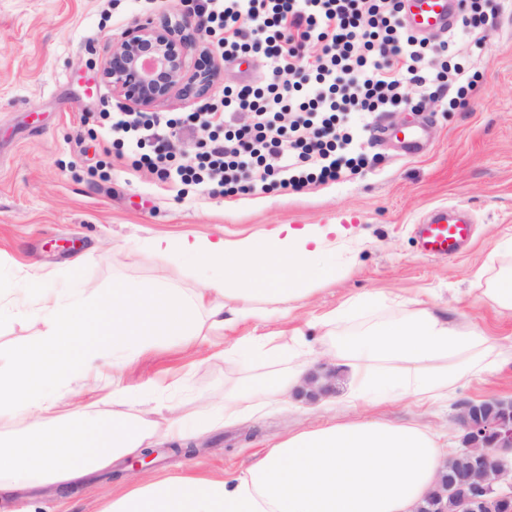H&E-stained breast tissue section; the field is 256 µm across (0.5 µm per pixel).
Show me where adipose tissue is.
<instances>
[{
    "label": "adipose tissue",
    "instance_id": "ef3b65f1",
    "mask_svg": "<svg viewBox=\"0 0 512 512\" xmlns=\"http://www.w3.org/2000/svg\"><path fill=\"white\" fill-rule=\"evenodd\" d=\"M336 225H278L235 240L158 236L154 250L180 267L207 265L208 287L184 294L157 282L117 284L108 300L79 286L52 291L38 313L35 344L15 352L0 370V421L22 416L24 438L0 440V494L24 484H66L108 467L114 455L135 454L155 440L183 438L182 417L157 427L145 414L62 415L53 390L70 385L104 353L111 337L112 369L121 372L157 333L193 344L204 328L266 321L270 304L289 314L314 284L335 281ZM483 301L512 316V236L497 239L477 271ZM270 341L238 346L261 373L224 398V416L238 417L259 398L284 399L309 370H266L284 351ZM348 381L350 403L403 397L424 404L447 397L461 380L486 373L493 348L475 327L454 322L422 301L399 316L377 318L338 338L331 353ZM453 452L445 433L413 425L361 420L304 430L274 444L233 474L194 470L148 481L112 496L102 512H416L437 488Z\"/></svg>",
    "mask_w": 512,
    "mask_h": 512
}]
</instances>
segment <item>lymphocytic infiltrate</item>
<instances>
[{"instance_id": "obj_1", "label": "lymphocytic infiltrate", "mask_w": 512, "mask_h": 512, "mask_svg": "<svg viewBox=\"0 0 512 512\" xmlns=\"http://www.w3.org/2000/svg\"><path fill=\"white\" fill-rule=\"evenodd\" d=\"M194 11L225 60L260 59L269 76L184 117L113 113L109 135L162 182L213 196L333 182L362 166L354 134L373 114L409 98L453 112L478 90L461 44L403 26L404 0H196ZM198 130L196 152L178 160L180 136Z\"/></svg>"}]
</instances>
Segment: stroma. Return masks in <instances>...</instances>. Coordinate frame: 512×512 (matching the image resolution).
Instances as JSON below:
<instances>
[{"mask_svg": "<svg viewBox=\"0 0 512 512\" xmlns=\"http://www.w3.org/2000/svg\"><path fill=\"white\" fill-rule=\"evenodd\" d=\"M180 9V0H0V353L33 341L40 299L24 292L33 279L58 290L75 280L104 293L120 283L158 281L167 270L185 291L204 287L206 267L173 270L152 250L160 235L234 239L280 224L337 222L348 230L342 270L334 283L296 302L289 317L244 320L187 349L178 337L155 335L120 382L104 368L59 389L61 403L104 417L114 410L117 384L132 397L159 402L153 419L162 425L174 413H207V424L189 426L203 447L138 469L116 457L70 485L33 482L1 495L0 512H100L116 488L177 477L196 463L233 473L289 434L350 419L443 430L455 443L462 433L459 403L512 397V317L481 301L474 276L494 240L512 235V12L501 14L479 45L467 28L454 31L468 48L466 65L479 76L480 90L464 109L446 112L431 102L373 115L381 125L428 127L426 154L401 155L367 134L358 174L299 193L271 184L256 195L211 196L194 185L160 184L104 135L107 113L121 104L100 74L106 44L136 20L161 23ZM438 206H459L472 217L470 243L450 259L425 256L417 235ZM367 294L390 298L392 313L403 300L429 301L449 319L477 325L507 362L464 379L430 405L403 399L353 406L340 389L313 402L293 395L270 400L224 418L225 392L252 375L234 356L236 345L297 330L309 358L329 361L333 339L322 318Z\"/></svg>", "mask_w": 512, "mask_h": 512, "instance_id": "obj_1", "label": "stroma"}]
</instances>
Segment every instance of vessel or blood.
<instances>
[{
    "mask_svg": "<svg viewBox=\"0 0 512 512\" xmlns=\"http://www.w3.org/2000/svg\"><path fill=\"white\" fill-rule=\"evenodd\" d=\"M460 0H406L404 25L413 33L438 39L457 25ZM406 155L421 152L427 137L425 129L393 130ZM421 247L425 255L445 259L457 255L472 235L471 221L461 210L448 207L434 209L419 226Z\"/></svg>",
    "mask_w": 512,
    "mask_h": 512,
    "instance_id": "b4317fda",
    "label": "vessel or blood"
}]
</instances>
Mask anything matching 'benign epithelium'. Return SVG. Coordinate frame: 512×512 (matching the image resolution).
<instances>
[{
    "label": "benign epithelium",
    "mask_w": 512,
    "mask_h": 512,
    "mask_svg": "<svg viewBox=\"0 0 512 512\" xmlns=\"http://www.w3.org/2000/svg\"><path fill=\"white\" fill-rule=\"evenodd\" d=\"M198 20L187 12L161 24L137 20L120 40L108 42L101 76L112 94L134 111H148L175 97L207 95L219 77L209 53L202 49L194 70L186 66L187 51L195 46ZM336 391V369L322 363L311 370L297 397L314 401ZM464 429L459 453L476 462L468 485L499 498L512 497V400L496 398L481 406L459 405Z\"/></svg>",
    "instance_id": "1"
}]
</instances>
